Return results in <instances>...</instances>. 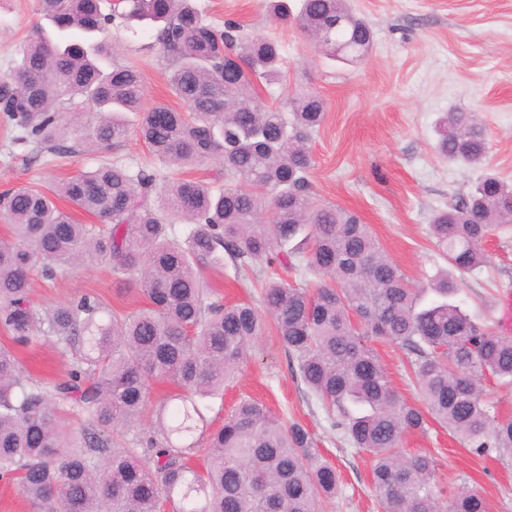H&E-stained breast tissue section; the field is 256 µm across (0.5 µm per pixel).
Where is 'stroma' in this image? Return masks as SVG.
<instances>
[{
	"label": "stroma",
	"mask_w": 512,
	"mask_h": 512,
	"mask_svg": "<svg viewBox=\"0 0 512 512\" xmlns=\"http://www.w3.org/2000/svg\"><path fill=\"white\" fill-rule=\"evenodd\" d=\"M209 20L232 19L251 35L276 40L285 60L283 79L261 85L262 102L281 104L296 88L320 94L326 115L312 136L314 166L310 181L317 198L355 213L411 283L426 282L444 269L429 233L432 215L455 195L467 192L484 174L512 183V0H349L356 15L374 32V45L361 62L326 59L293 24L274 21L269 0H197ZM40 0H0V78L16 65L23 44L43 24ZM107 38L121 58L141 75L146 103L183 104L169 84L171 62L150 30L111 26ZM478 113L489 153L484 165L448 161L436 149V125L451 110ZM12 126L0 119V192L23 184H49L99 164L122 159L147 166L151 156L136 135L108 149L91 147L60 157L16 147ZM482 269L455 272L459 299L478 321L497 326L501 298L512 290V230L493 233L483 244ZM269 272L258 263L235 269L232 262L204 272L216 300L258 301L257 282ZM93 294L114 311H139L143 301L118 284L111 265L90 264L66 270L55 279H33L37 308ZM375 349L400 397L418 403L403 350L378 341ZM16 354L26 373L53 382L65 379L70 357L46 337ZM265 403L285 421L297 422L315 437L319 453L337 470L341 487L323 501L320 512H382L370 483V460L330 429L327 415L293 373L274 328L251 348L248 361L223 394L205 401L208 429L223 424L241 397ZM401 450L432 457L435 481L444 493L460 484L476 486L489 512H512V455L473 453L448 430L428 421L408 434Z\"/></svg>",
	"instance_id": "35a3bbf8"
}]
</instances>
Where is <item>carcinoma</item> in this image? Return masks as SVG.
Returning a JSON list of instances; mask_svg holds the SVG:
<instances>
[{"mask_svg":"<svg viewBox=\"0 0 512 512\" xmlns=\"http://www.w3.org/2000/svg\"><path fill=\"white\" fill-rule=\"evenodd\" d=\"M42 10L51 30L36 31L0 79L13 144L58 156L118 145L129 134L126 113L138 112L137 134L159 167L117 161L0 193V217L12 229L0 237V325L18 346L43 334L74 359L66 380L46 384L0 347V478L17 481L36 512H319L340 490L339 476L307 428L243 399L205 433L202 400L224 390L269 318L308 395L369 456L383 512H488L482 492L465 484L441 498L431 457L398 448L430 416L478 455L512 454V418L497 416L481 388L488 376L512 385V339L471 318L448 270L410 284L369 225L316 198L308 142L324 100L296 90L273 107L256 95L283 78L279 44L236 21L213 24L196 0H42ZM272 15L309 37L321 33L331 60L361 59L372 46L371 27L348 0H302L296 13L276 0ZM117 19L152 31L187 111L142 107L140 73L102 39ZM230 53L242 66L225 65ZM438 151L481 165L488 141L477 114L446 113ZM214 156L224 160V187L181 175ZM60 199L110 228L76 222ZM263 207L266 224L256 220ZM175 224L183 225L178 236ZM510 226L512 185L486 175L437 211L429 230L451 267L472 271L486 263L488 235ZM226 255L245 267L277 262L318 283L274 273L261 286L263 311L224 305L203 271ZM86 259L112 265L120 282L132 277L145 306L126 315L85 295L35 309L34 272L52 279ZM370 338L406 352L422 403L397 398ZM156 382L178 393L128 448L124 433L140 423ZM64 403L92 428L71 432L58 415Z\"/></svg>","mask_w":512,"mask_h":512,"instance_id":"1","label":"carcinoma"}]
</instances>
